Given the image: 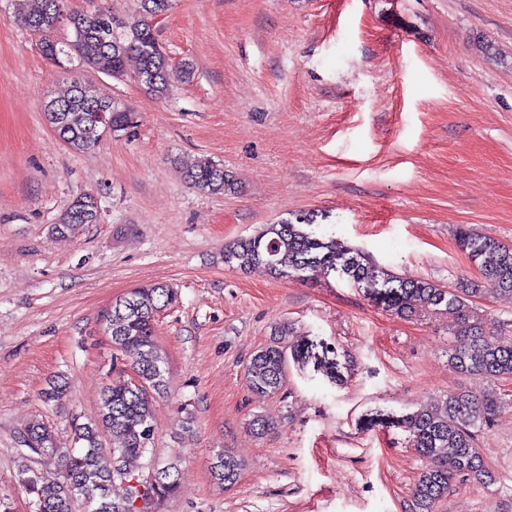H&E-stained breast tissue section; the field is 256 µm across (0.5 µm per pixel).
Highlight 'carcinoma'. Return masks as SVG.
I'll return each mask as SVG.
<instances>
[{"label": "carcinoma", "instance_id": "obj_1", "mask_svg": "<svg viewBox=\"0 0 512 512\" xmlns=\"http://www.w3.org/2000/svg\"><path fill=\"white\" fill-rule=\"evenodd\" d=\"M18 20L23 28L37 30L49 46L41 51L58 58L75 57L81 71L71 80L70 92L44 105L55 135L77 152H89L102 139L124 131L133 124V112L121 107L106 94L93 100L79 84L89 83L85 73L103 70L120 79L126 64L136 59L134 80L147 93L164 99L172 82L191 78L194 66L184 63L172 69L161 50L153 20L169 12L172 0H138V18L129 21L112 10L91 12L66 10V0H16ZM65 18L72 38L56 39L58 18ZM193 188L213 196L234 194L236 179L224 166L210 158L197 160L184 172ZM100 210L96 198L82 194L62 211L51 233L59 239L75 235L87 224H97ZM312 215H299L277 224H264L248 237L224 245V264L241 270L262 265L273 275L309 279L337 271L394 313L412 317L424 310L449 311L454 318L452 335L466 340L461 347L448 350V363L459 374L489 380L512 378V339L485 334L477 321L470 298L490 288L499 295H512V245L479 236L468 227H458L456 242L475 265L479 280L456 289L445 288L426 279L405 280L387 271L372 268L368 256L359 248L337 245L330 234L314 230ZM177 300L174 289L163 283L133 288L112 302L104 315L105 332L112 348L123 361L104 384L96 417L89 423H73L75 447L60 451L52 427L44 421L30 422L22 433L28 439V453L22 455L21 486L30 497L31 512H136L133 502L137 484L150 472L160 474L154 486L152 506L174 497L180 487L176 463L156 456V423L153 402L166 386L167 358L155 339L154 322L158 314ZM288 327L275 332L273 340L253 352L246 363L244 377L250 391L277 394L286 384L289 362L306 366L315 361L317 370L336 382V348L288 344ZM130 368L137 382L125 377ZM65 378L50 380L41 392L44 403L57 402L66 392ZM500 401L472 389L460 388L446 395L442 403L421 407L394 420L406 433L409 447L433 460V466L420 474L412 496L415 512H436L454 481L485 476L479 452V435L491 425ZM112 440L109 453L112 466L104 468L100 458L102 438ZM61 453L62 466L55 474L34 471L31 455ZM242 463L226 452L216 454L211 463L215 483L227 488L237 484ZM123 484L124 494L112 496V485Z\"/></svg>", "mask_w": 512, "mask_h": 512}]
</instances>
